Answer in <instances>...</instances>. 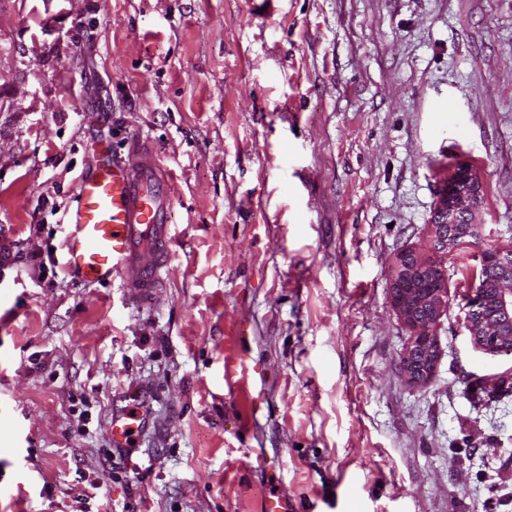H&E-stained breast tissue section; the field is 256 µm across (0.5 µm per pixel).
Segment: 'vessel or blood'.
I'll return each mask as SVG.
<instances>
[{
  "label": "vessel or blood",
  "mask_w": 512,
  "mask_h": 512,
  "mask_svg": "<svg viewBox=\"0 0 512 512\" xmlns=\"http://www.w3.org/2000/svg\"><path fill=\"white\" fill-rule=\"evenodd\" d=\"M170 176L148 150L95 160L82 176L65 240L67 267L86 281L120 280L138 300L151 298L168 273L173 241ZM136 413H116L111 447L130 449L145 429Z\"/></svg>",
  "instance_id": "b4317fda"
}]
</instances>
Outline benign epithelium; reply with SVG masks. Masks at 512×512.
Returning <instances> with one entry per match:
<instances>
[{"mask_svg":"<svg viewBox=\"0 0 512 512\" xmlns=\"http://www.w3.org/2000/svg\"><path fill=\"white\" fill-rule=\"evenodd\" d=\"M481 198L478 174L468 167L454 171L430 223L424 226L428 247H404L391 263L394 308L415 333L432 332L448 313V255L476 236ZM491 266L495 272L479 275L466 296V328L475 345L499 355L512 344V262L506 257V250L495 248L483 252L481 267ZM436 272L443 276L434 278ZM439 357L436 340L423 342L414 335L403 349L401 372L413 383L426 382Z\"/></svg>","mask_w":512,"mask_h":512,"instance_id":"benign-epithelium-1","label":"benign epithelium"}]
</instances>
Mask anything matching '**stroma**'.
I'll return each instance as SVG.
<instances>
[{
	"instance_id": "stroma-1",
	"label": "stroma",
	"mask_w": 512,
	"mask_h": 512,
	"mask_svg": "<svg viewBox=\"0 0 512 512\" xmlns=\"http://www.w3.org/2000/svg\"><path fill=\"white\" fill-rule=\"evenodd\" d=\"M134 143L174 203L145 304L64 248L95 153ZM462 166L480 239L411 383L390 265ZM489 246L512 249V0H0V512H512V355L465 328ZM146 422L131 410L117 412L112 415V421L108 427V440L111 448H123L125 450L136 448L137 436L145 429ZM135 441V444H132Z\"/></svg>"
}]
</instances>
